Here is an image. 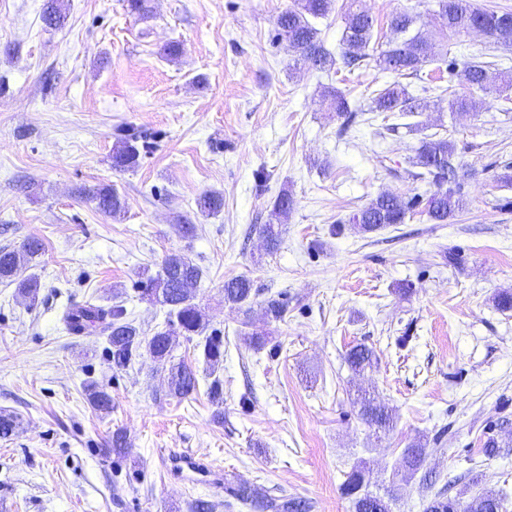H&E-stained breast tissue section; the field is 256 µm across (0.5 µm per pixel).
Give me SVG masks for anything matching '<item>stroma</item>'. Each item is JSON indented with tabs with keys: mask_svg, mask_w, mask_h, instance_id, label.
<instances>
[{
	"mask_svg": "<svg viewBox=\"0 0 512 512\" xmlns=\"http://www.w3.org/2000/svg\"><path fill=\"white\" fill-rule=\"evenodd\" d=\"M384 43L392 12L407 10L430 28L434 0H360ZM44 0H0V246L40 237L36 302L0 282V411L19 425L0 439V512H189L201 497L214 512H250L229 494L247 482L269 494L308 498L312 512H352L340 485L366 463L373 492L384 493L405 448L427 442L426 466L451 496L477 489L505 496L512 512V311L494 305L512 289V186L496 179L512 166V112L487 96V110L450 114L448 100L423 92L446 72L441 53L470 61L492 54L470 32L437 43L420 78L423 111L395 131L381 118L339 133L324 87L353 105L391 82L373 60L346 81L292 65L275 37L293 0H150L148 18L123 0H63L67 21L42 20ZM180 43L179 57L164 47ZM135 133L150 145L139 167L112 166L116 141ZM453 141L466 205L447 224L421 213L360 233L348 218L383 192H421L410 175L420 141ZM111 184L126 199L120 220L97 213L80 187ZM288 190L294 209L282 243L265 255L258 227ZM205 191L224 196L215 217L197 214ZM192 219L194 238L177 231ZM182 252L204 270L197 303L209 333L224 338L217 375L224 402H211L210 378L194 342L174 339L175 359L191 365L194 398L169 395L167 371L150 356L112 366L100 334L70 335L65 311L85 303L123 306L153 334L166 309L140 298L142 270L158 272ZM251 277L261 299L283 295L284 321L270 345L240 337L250 312L223 302L226 280ZM410 295L397 294L400 284ZM376 355L353 373L350 346ZM112 397L95 412L89 383ZM374 392L394 427L376 437L355 398ZM128 445L113 454L108 440ZM504 447L481 451L486 432ZM481 473L473 485L469 471Z\"/></svg>",
	"mask_w": 512,
	"mask_h": 512,
	"instance_id": "obj_1",
	"label": "stroma"
}]
</instances>
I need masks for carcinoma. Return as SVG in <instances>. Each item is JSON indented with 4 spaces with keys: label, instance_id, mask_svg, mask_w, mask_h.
<instances>
[{
    "label": "carcinoma",
    "instance_id": "carcinoma-1",
    "mask_svg": "<svg viewBox=\"0 0 512 512\" xmlns=\"http://www.w3.org/2000/svg\"><path fill=\"white\" fill-rule=\"evenodd\" d=\"M357 0H294V6L281 12L276 18V37L288 44L294 52V65L305 64L320 72L346 71L351 73L361 67L366 59V50L373 38L374 19L356 5ZM434 30L423 32L415 29L417 16L408 11L391 15L389 27L395 37L385 43L374 61L383 72L397 80L375 89L371 93L367 111L406 116L421 108L418 99L412 96L400 78H421L422 66L432 57L435 39L448 37L480 28L494 44L504 49L512 47V11L484 8L473 0H435ZM342 14L344 28L338 52H330L320 37V31L311 19L327 18L334 12ZM66 19L60 0H46L43 20L49 26L59 27ZM448 83L459 82L469 90L467 95H451L448 98L450 112H476L482 102L475 93L494 92L503 100L501 110L509 111L512 104V69L500 68L495 62H459L456 57L448 59ZM324 100L329 111L349 125L357 118L358 109L352 107L347 94L333 86L324 88ZM146 144L130 135L120 140L112 151V167L121 171L139 166L141 153ZM411 163L419 171L411 176L432 190L426 195L415 194L409 198L401 194L385 192L378 195L367 206L353 213L349 223L363 232H374L383 226L403 224L407 216L416 209L434 224H446L465 206L459 163L455 160V146L445 137H426L415 149ZM82 198L94 204L104 217L118 220L125 212L123 196L110 184L84 188ZM294 206L290 193L282 191L275 199L271 219L259 226V233L270 253L276 251L281 241V226L288 220ZM197 213L203 217L218 215L224 208V196L216 191L201 193L196 199ZM42 240L32 236L19 248L0 247V280H9L17 270L41 256ZM203 269L189 256L170 253L165 257L162 273L141 280L142 299L168 307V318L162 329L147 336L125 317L123 307L110 308L88 303L65 313L63 320L67 330L74 335L99 333L107 337L108 355L112 363L125 367L136 358L147 354L153 360L169 364V394L180 400L198 391V379L193 369L185 362H174L171 336L177 332L183 336H200L206 330L205 314L195 303L197 288ZM255 292L253 281L240 275L224 282V303L239 309L251 308ZM268 328L243 334V340L253 348H263L272 330L269 325L280 322L287 313V305L280 297L270 296L262 301ZM202 356L210 374H215L224 362V339L207 336L202 344ZM374 352L363 344L352 346L344 360L352 371L361 372L374 363ZM89 401L99 410H112V397L94 385L88 389ZM359 415L375 434L390 431L392 414L389 409L369 394L359 399ZM426 444L417 441L403 452L402 466L392 475V488L385 496H375L367 490L370 472L356 465L346 473L341 493L351 503L353 512H391V501L395 498V487L418 480L419 488L430 494L425 500L423 512H502L503 498L491 491L477 494L469 502L449 496L446 491L432 492L436 477L425 468ZM231 494L252 512H311V501L281 494L272 496L261 492L246 482L230 488Z\"/></svg>",
    "mask_w": 512,
    "mask_h": 512
}]
</instances>
